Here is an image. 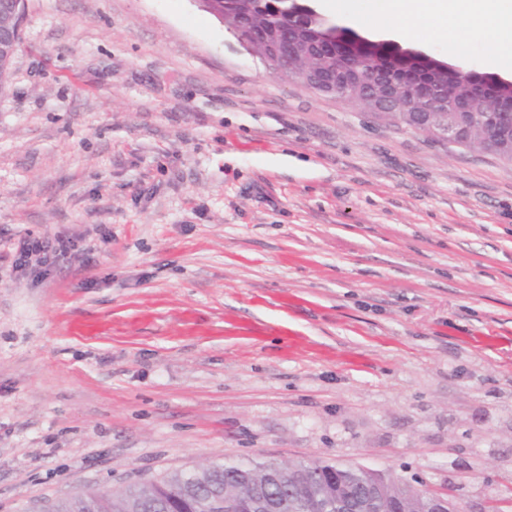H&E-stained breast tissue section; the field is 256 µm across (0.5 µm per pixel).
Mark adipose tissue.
Masks as SVG:
<instances>
[{
  "label": "adipose tissue",
  "instance_id": "1",
  "mask_svg": "<svg viewBox=\"0 0 512 512\" xmlns=\"http://www.w3.org/2000/svg\"><path fill=\"white\" fill-rule=\"evenodd\" d=\"M374 19L402 39L417 38L423 25L457 51L471 38H489L493 65L512 69V0H374Z\"/></svg>",
  "mask_w": 512,
  "mask_h": 512
}]
</instances>
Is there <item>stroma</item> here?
Wrapping results in <instances>:
<instances>
[{
  "instance_id": "1",
  "label": "stroma",
  "mask_w": 512,
  "mask_h": 512,
  "mask_svg": "<svg viewBox=\"0 0 512 512\" xmlns=\"http://www.w3.org/2000/svg\"><path fill=\"white\" fill-rule=\"evenodd\" d=\"M10 69L0 236L84 252L0 278V512L255 456L512 499V163L275 77L194 0H25Z\"/></svg>"
}]
</instances>
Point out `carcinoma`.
<instances>
[{
	"instance_id": "cac0c4a2",
	"label": "carcinoma",
	"mask_w": 512,
	"mask_h": 512,
	"mask_svg": "<svg viewBox=\"0 0 512 512\" xmlns=\"http://www.w3.org/2000/svg\"><path fill=\"white\" fill-rule=\"evenodd\" d=\"M205 10L222 16L225 29L260 57L281 45L305 49L295 62L322 76L320 92L327 96L332 83L372 77L383 94L406 91L435 99L443 111L427 120L412 112L378 116L439 141L454 125L465 146L512 163V81L476 70L460 76L443 60L364 42L347 27L319 14L308 16L303 0H207ZM274 472L273 462L229 460L120 493L78 496L54 512H336L329 505L364 482L361 470L326 462H299L285 476ZM386 478L400 487L403 499H419L422 509H430L426 490L390 473Z\"/></svg>"
}]
</instances>
